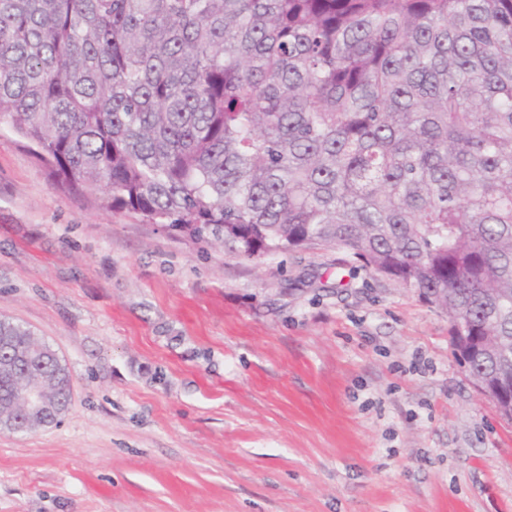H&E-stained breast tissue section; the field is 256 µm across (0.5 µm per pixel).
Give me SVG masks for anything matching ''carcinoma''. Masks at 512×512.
Wrapping results in <instances>:
<instances>
[{
    "label": "carcinoma",
    "instance_id": "obj_1",
    "mask_svg": "<svg viewBox=\"0 0 512 512\" xmlns=\"http://www.w3.org/2000/svg\"><path fill=\"white\" fill-rule=\"evenodd\" d=\"M2 122L231 256L344 249L512 374V0H0ZM69 380H1L0 430L43 429L26 389L63 416Z\"/></svg>",
    "mask_w": 512,
    "mask_h": 512
}]
</instances>
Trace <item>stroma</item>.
<instances>
[{
    "label": "stroma",
    "mask_w": 512,
    "mask_h": 512,
    "mask_svg": "<svg viewBox=\"0 0 512 512\" xmlns=\"http://www.w3.org/2000/svg\"><path fill=\"white\" fill-rule=\"evenodd\" d=\"M0 318L66 365L0 512H512L445 311L336 248L235 258L53 184L0 126Z\"/></svg>",
    "instance_id": "stroma-1"
}]
</instances>
